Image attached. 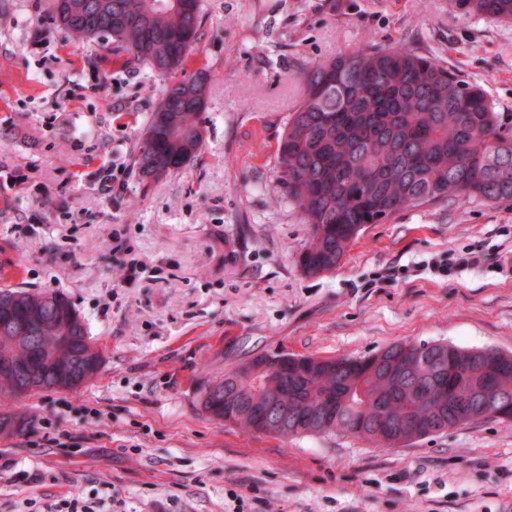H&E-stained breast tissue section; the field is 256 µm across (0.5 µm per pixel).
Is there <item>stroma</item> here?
Masks as SVG:
<instances>
[{
	"mask_svg": "<svg viewBox=\"0 0 512 512\" xmlns=\"http://www.w3.org/2000/svg\"><path fill=\"white\" fill-rule=\"evenodd\" d=\"M53 4L0 0V286L64 293L104 361L77 389L0 396L1 418L84 441L73 455L0 434V512L72 496L119 497L122 512H231L233 493L253 487L251 512H512V423L390 449L344 433L250 434L198 406L203 384L261 354L361 357L433 341L512 353V202L400 211L311 276L312 227L275 189L301 65L358 48L403 44L447 63L512 131V22L450 0H205L184 64L208 77L203 146L181 172L145 181L132 164L162 79L64 34ZM115 162L131 170L112 200L97 179ZM20 174L27 183H9ZM116 230L163 280L123 278ZM443 251L481 261L423 271Z\"/></svg>",
	"mask_w": 512,
	"mask_h": 512,
	"instance_id": "1",
	"label": "stroma"
}]
</instances>
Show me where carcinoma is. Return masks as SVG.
Wrapping results in <instances>:
<instances>
[{
	"label": "carcinoma",
	"instance_id": "cac0c4a2",
	"mask_svg": "<svg viewBox=\"0 0 512 512\" xmlns=\"http://www.w3.org/2000/svg\"><path fill=\"white\" fill-rule=\"evenodd\" d=\"M461 14L512 21V0H452ZM202 0H55V24L99 38L169 80L135 165L142 179L184 169L200 152L206 73L179 75L202 34ZM304 96L276 145V189L312 237L306 273L330 272L356 227L457 197L512 202V132L481 87L406 47L361 48L299 70ZM102 354L88 323L59 293L0 287V394L75 389ZM491 402L512 422V358L493 348L399 343L361 358L259 355L204 385L198 405L247 432L283 437L344 432L385 448L460 424Z\"/></svg>",
	"mask_w": 512,
	"mask_h": 512
}]
</instances>
